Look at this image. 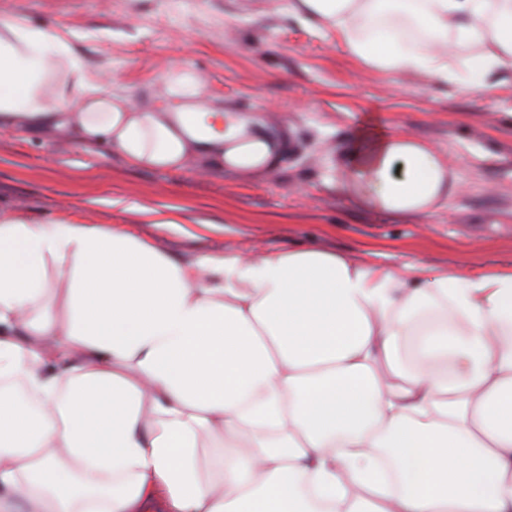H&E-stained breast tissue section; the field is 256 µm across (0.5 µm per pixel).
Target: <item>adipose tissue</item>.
Masks as SVG:
<instances>
[{
    "instance_id": "1",
    "label": "adipose tissue",
    "mask_w": 512,
    "mask_h": 512,
    "mask_svg": "<svg viewBox=\"0 0 512 512\" xmlns=\"http://www.w3.org/2000/svg\"><path fill=\"white\" fill-rule=\"evenodd\" d=\"M355 62L493 93L512 0H288ZM143 111L69 38L0 20V128L129 166L273 171L283 136L168 79ZM339 191L429 217L455 190L408 132L349 140ZM0 512H512V264L322 249L178 259L131 232L0 215Z\"/></svg>"
}]
</instances>
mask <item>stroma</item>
<instances>
[{"mask_svg":"<svg viewBox=\"0 0 512 512\" xmlns=\"http://www.w3.org/2000/svg\"><path fill=\"white\" fill-rule=\"evenodd\" d=\"M288 0H0V19L67 35L106 90L156 105L172 71L197 75L205 104L250 107L287 132L275 171L203 175L129 167L105 145L0 129V213L120 226L190 259L235 249L320 248L390 265L512 263V77L490 96L465 81L360 67ZM410 132L458 190L428 218L363 208L338 190L356 132Z\"/></svg>","mask_w":512,"mask_h":512,"instance_id":"35a3bbf8","label":"stroma"}]
</instances>
